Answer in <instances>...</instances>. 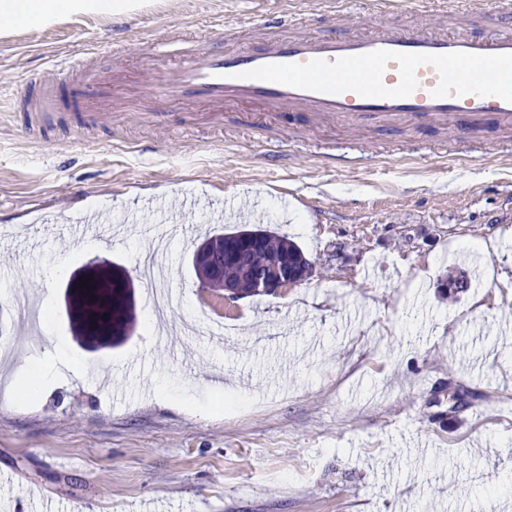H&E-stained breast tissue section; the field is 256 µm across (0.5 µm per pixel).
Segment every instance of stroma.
<instances>
[{"label":"stroma","mask_w":512,"mask_h":512,"mask_svg":"<svg viewBox=\"0 0 512 512\" xmlns=\"http://www.w3.org/2000/svg\"><path fill=\"white\" fill-rule=\"evenodd\" d=\"M320 32L372 26L365 0ZM276 0H146L130 14L85 13L0 27V221L80 194L103 224L128 217L164 232L131 182L206 194L185 236L156 264L200 307L191 264L208 232L285 233L312 277L224 302L232 334L167 346L145 316L139 265L148 238L86 242L72 224L28 225L0 241V512H512V126L447 127L195 104L164 126L128 105L123 127L43 144L14 94L77 53L125 44L136 66L164 28L221 21L228 50L278 34ZM326 153L359 156L324 167ZM97 256L134 282L135 328L83 349L70 332L69 275ZM63 270L50 275L55 265ZM472 286L450 295L449 277ZM33 295L50 312L29 331L8 303ZM39 375L31 393L22 384Z\"/></svg>","instance_id":"1"}]
</instances>
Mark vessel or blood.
Wrapping results in <instances>:
<instances>
[{
  "instance_id": "obj_1",
  "label": "vessel or blood",
  "mask_w": 512,
  "mask_h": 512,
  "mask_svg": "<svg viewBox=\"0 0 512 512\" xmlns=\"http://www.w3.org/2000/svg\"><path fill=\"white\" fill-rule=\"evenodd\" d=\"M374 29L367 34L328 36L307 30L294 0H284L276 15L283 33L260 47L223 51L224 25L203 33L165 30L143 43L138 70L143 80H125L120 47L100 67L98 52L78 58L73 85L85 109L74 130L90 133L112 127L111 110L125 101L196 103L213 108L227 103H259L273 112H312L341 118L425 119L464 134L470 120L492 116L512 123V36L448 31L441 16H470L490 26L512 14V0H366ZM408 13L410 26H385L386 16ZM26 131L42 130L41 118L60 107L56 85L42 82L19 94ZM165 209V221L195 215L203 201L187 197L166 210L164 197L147 200ZM46 221L84 225L89 237L102 235L97 213L65 202L37 209Z\"/></svg>"
}]
</instances>
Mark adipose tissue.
I'll return each mask as SVG.
<instances>
[{"label":"adipose tissue","mask_w":512,"mask_h":512,"mask_svg":"<svg viewBox=\"0 0 512 512\" xmlns=\"http://www.w3.org/2000/svg\"><path fill=\"white\" fill-rule=\"evenodd\" d=\"M136 6V0H0V20L52 25L78 13H127Z\"/></svg>","instance_id":"obj_1"}]
</instances>
